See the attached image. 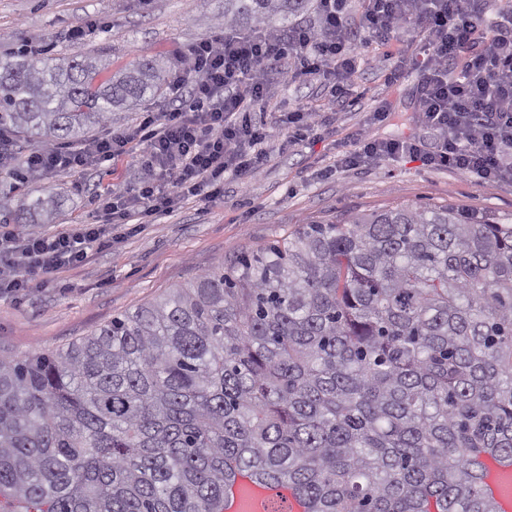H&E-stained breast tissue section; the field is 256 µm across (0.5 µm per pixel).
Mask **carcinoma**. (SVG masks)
<instances>
[{"label": "carcinoma", "instance_id": "obj_1", "mask_svg": "<svg viewBox=\"0 0 512 512\" xmlns=\"http://www.w3.org/2000/svg\"><path fill=\"white\" fill-rule=\"evenodd\" d=\"M310 0H224L278 34ZM143 57H0V151L85 136L167 87ZM50 198L0 195V224ZM512 465V224L350 212L200 273L64 350L0 348V512H496ZM485 463L488 467V476L484 480L486 490L491 492L494 498L501 504L502 507L499 512H511L512 489L508 494H505L501 489L500 482L502 477L506 475L512 482V467L504 470L490 457L485 458Z\"/></svg>", "mask_w": 512, "mask_h": 512}]
</instances>
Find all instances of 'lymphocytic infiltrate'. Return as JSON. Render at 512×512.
I'll use <instances>...</instances> for the list:
<instances>
[{
	"mask_svg": "<svg viewBox=\"0 0 512 512\" xmlns=\"http://www.w3.org/2000/svg\"><path fill=\"white\" fill-rule=\"evenodd\" d=\"M318 2V27L297 25L276 37L217 32L192 44L172 63L164 100L124 131L74 151L30 148L14 175L49 178L134 150L143 175L123 192L106 194L97 224L52 235H0V297L79 262L84 245L106 238L109 225L154 223L182 201L222 198L225 175L258 172L270 144L254 114L267 101L273 63L288 60L295 78L324 84L327 107L336 109L350 95L361 31L384 44L400 23L419 22L425 56L418 65V131L351 138L342 146V165L409 155L480 184L512 181V9L490 10V0H364L354 25L348 0ZM327 129V121L302 104L289 112L282 142L318 138Z\"/></svg>",
	"mask_w": 512,
	"mask_h": 512,
	"instance_id": "lymphocytic-infiltrate-1",
	"label": "lymphocytic infiltrate"
}]
</instances>
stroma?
Listing matches in <instances>:
<instances>
[{
    "mask_svg": "<svg viewBox=\"0 0 512 512\" xmlns=\"http://www.w3.org/2000/svg\"><path fill=\"white\" fill-rule=\"evenodd\" d=\"M87 17L97 19V26L80 40L65 39L66 30ZM223 28L224 0H0V57L37 42L54 54L95 53L120 67L144 56L173 59ZM419 40L414 24L402 26L388 46L362 37L353 76L355 103L336 113L325 138L284 149L280 116L302 102L324 111L325 100L313 86L274 71L262 113L272 150L261 169L226 180L223 199L208 207L189 200L152 224L113 225L111 244L89 248L87 259L57 272L52 286L0 298V345L19 355L65 348L219 261L352 211L397 201L451 203L512 221L507 182L479 186L454 170L430 169L410 158L368 161L354 169L337 166L339 143L353 135L383 140L415 132L418 72L412 57ZM382 102L390 107L389 120L369 123V112ZM140 175L130 155L84 172L62 169L48 179H28L18 197H50L54 207L14 231L23 236L93 223L99 195L123 191Z\"/></svg>",
    "mask_w": 512,
    "mask_h": 512,
    "instance_id": "35a3bbf8",
    "label": "stroma"
}]
</instances>
